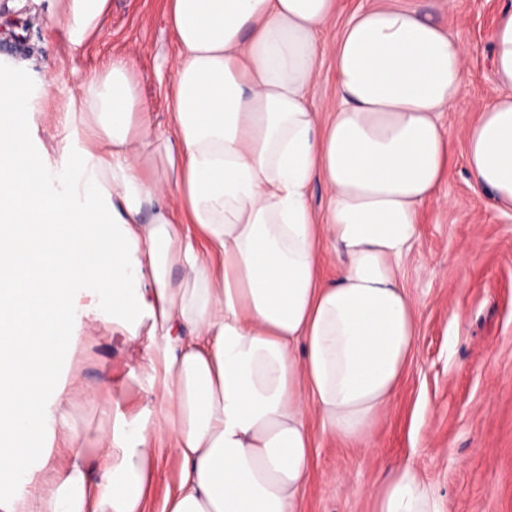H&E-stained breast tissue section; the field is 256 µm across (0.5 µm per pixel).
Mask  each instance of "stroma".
Listing matches in <instances>:
<instances>
[{"label": "stroma", "mask_w": 512, "mask_h": 512, "mask_svg": "<svg viewBox=\"0 0 512 512\" xmlns=\"http://www.w3.org/2000/svg\"><path fill=\"white\" fill-rule=\"evenodd\" d=\"M376 2L339 0L324 33L317 111L335 98L337 40L354 13ZM398 3L431 14L462 43L468 88L441 117L452 141L448 170L421 210L420 237L403 267L418 303L411 360L368 439L345 440L312 422V476L299 512H373V490L407 462L433 487L440 512H512V210L491 206L476 191L463 138L480 105L506 92L495 77L491 33L512 0ZM177 51L164 0H111L100 30L79 45L57 24L49 0H0V56L13 62L0 71V88L23 82L35 92L26 134L57 166L72 149V92L115 58L129 61L153 129L164 132ZM70 334L56 373L69 427L53 424L44 435L59 470L75 451L94 459L98 431L116 417L154 418L166 406L152 369L163 343L148 324L132 339L119 323L80 314ZM75 378L81 389L72 388ZM157 442L160 475L148 512H162L182 470L170 433L160 432Z\"/></svg>", "instance_id": "35a3bbf8"}]
</instances>
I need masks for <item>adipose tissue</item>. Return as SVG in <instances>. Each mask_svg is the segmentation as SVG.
I'll return each mask as SVG.
<instances>
[{
    "label": "adipose tissue",
    "instance_id": "obj_1",
    "mask_svg": "<svg viewBox=\"0 0 512 512\" xmlns=\"http://www.w3.org/2000/svg\"><path fill=\"white\" fill-rule=\"evenodd\" d=\"M72 43L109 0H57ZM338 0H168L179 53L172 125L156 136L129 63L84 77L67 121L74 150L45 162L22 129L33 100L0 93V512H147L155 436L175 437L183 468L163 512H298L311 477L310 419L369 437L410 361L417 303L401 263L448 163L442 112L466 86L465 49L416 10L356 13L336 44V102L313 109ZM508 87L464 130L478 191L512 208V10L492 37ZM326 198L309 201L313 182ZM332 250L336 278L320 277ZM153 286L140 291L144 269ZM180 280H172L173 269ZM94 284L96 315L165 342L156 420L97 438L98 455L34 482L49 462L50 391ZM189 330L194 339L182 342ZM374 512H439L414 464L372 493Z\"/></svg>",
    "mask_w": 512,
    "mask_h": 512
}]
</instances>
